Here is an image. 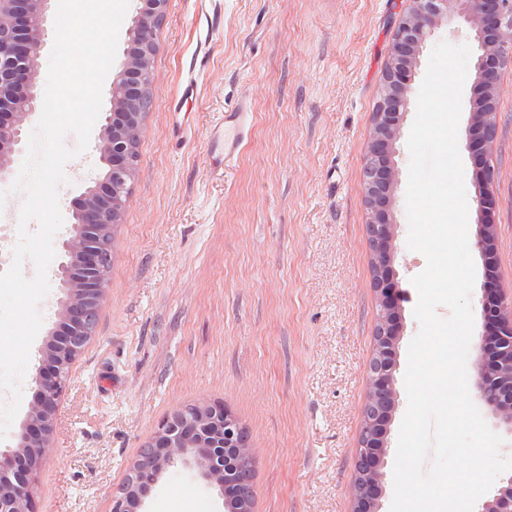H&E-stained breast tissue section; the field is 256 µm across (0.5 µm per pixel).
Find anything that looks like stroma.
I'll list each match as a JSON object with an SVG mask.
<instances>
[{"label":"stroma","mask_w":512,"mask_h":512,"mask_svg":"<svg viewBox=\"0 0 512 512\" xmlns=\"http://www.w3.org/2000/svg\"><path fill=\"white\" fill-rule=\"evenodd\" d=\"M405 0H168L157 32L138 168L112 242L94 338L72 368L51 453L32 481L35 512H110L126 468L174 410L207 401L248 428L254 512H351L377 302L363 167L372 114ZM441 25L407 81L417 97ZM496 203L480 211L478 170L459 141L470 227L495 224L496 283L512 292V64L497 84ZM253 123L223 176L209 140L241 98ZM415 110L395 143L393 269L402 297L380 512H390L407 410L408 347L419 330L406 245ZM96 144L65 166L63 219L101 176ZM24 190L0 183V274L19 241ZM149 512H224L188 470L168 471Z\"/></svg>","instance_id":"obj_1"}]
</instances>
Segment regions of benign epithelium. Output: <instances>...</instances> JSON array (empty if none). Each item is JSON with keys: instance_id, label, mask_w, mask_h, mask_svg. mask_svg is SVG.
I'll return each mask as SVG.
<instances>
[{"instance_id": "1", "label": "benign epithelium", "mask_w": 512, "mask_h": 512, "mask_svg": "<svg viewBox=\"0 0 512 512\" xmlns=\"http://www.w3.org/2000/svg\"><path fill=\"white\" fill-rule=\"evenodd\" d=\"M389 52L363 171L367 233L371 239L369 265L377 295L378 320L367 381L362 432L356 448L352 512H379L385 479V448L396 409L394 381L401 309L394 282L396 224L392 220L398 170L395 143L409 105L403 73L418 64L420 54L438 26L450 18L464 20L475 33L481 54L477 69L482 80L484 109L473 113L468 140L474 143L475 163L482 181L477 199L484 210L495 203V168L489 148L495 136L496 88L500 69L512 63V0H406ZM168 0H144L134 18L124 59L112 81L111 109L105 114L97 149L107 166L104 178L87 187L72 208L73 222L61 242L64 261L55 271L60 285L57 320L41 347L42 364L32 379V400L17 445L0 451V512H33L31 481L50 453L57 410L80 353L63 347L68 332L80 327L82 308L99 310L112 252L97 247L101 225L122 221L138 158L133 138H141L146 108L142 93L149 88L156 51L155 35ZM49 0H0V182L13 174L23 136L38 109L36 79L45 36ZM473 247L487 269L481 302L486 330L475 360L479 396L497 422L512 433V299L494 284L496 228L480 225ZM192 420L175 411L148 440L153 448L128 467L136 484L112 495L111 512H146L145 499L170 469L191 470L224 499V512H248L239 507L233 472L253 464L250 448L234 440L240 426L227 408L198 404ZM480 512H512V477Z\"/></svg>"}]
</instances>
